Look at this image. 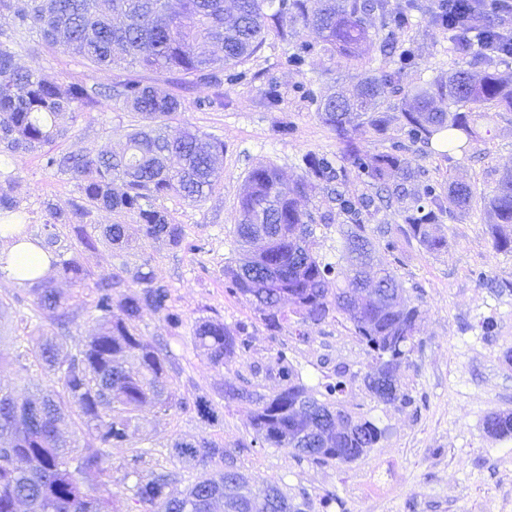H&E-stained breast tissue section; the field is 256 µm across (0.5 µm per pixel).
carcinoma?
<instances>
[{
  "instance_id": "carcinoma-1",
  "label": "carcinoma",
  "mask_w": 512,
  "mask_h": 512,
  "mask_svg": "<svg viewBox=\"0 0 512 512\" xmlns=\"http://www.w3.org/2000/svg\"><path fill=\"white\" fill-rule=\"evenodd\" d=\"M467 8L450 3L433 18L442 33L455 29L454 13ZM10 13L13 33L0 40V153L37 152L44 167L70 176L76 196L65 209L48 202L50 219L37 244L50 258L49 273L25 281L31 300L16 299V328L32 330L11 353L26 372L37 369L53 376L36 398L0 386V512H110L112 462L107 449L141 432L140 412L153 405L163 411L193 405L200 417L213 420L215 411L203 396L193 402L170 390L171 352L149 343L139 329L146 310L160 315L173 331L183 326L168 286L148 270L149 259L94 277L87 259L102 243L120 252L134 249L125 218L140 226L145 241H161L175 249H199L183 225L155 207L154 201L174 194L200 202L218 181L217 162L224 155L219 138L187 126L170 125L181 108L180 98L166 84L221 87L224 80L253 57L268 36L296 39L311 29L321 51L331 60L361 67L372 42L369 20L401 30L412 24L406 12L387 13V0H0ZM33 45L46 52L61 50L79 57L94 70L112 72L110 82L89 88L82 82H53L17 63L18 53ZM315 46L299 42L288 64H307ZM399 61L366 69L350 91L317 101V111L343 144L342 156L309 153L303 174L284 189L282 172L267 164L246 176L238 201L239 218L232 230L235 254L224 266L225 292L243 298L270 331L320 324L342 315L371 357L365 388L384 404L409 405L401 392L399 371L415 349L417 307L404 302L402 283L389 269L375 264L376 253L399 248L390 231L372 237L363 216L393 202L406 227L398 231L430 254L448 249L441 229L445 214L464 213L471 206L470 187L444 189L422 179L414 146L430 148L435 140L450 151L467 152L480 138L474 105L512 110V79L502 75L489 55H473L448 75L407 90L400 87ZM402 94L401 112H388L390 97ZM139 116L126 130L121 153H63V140L77 118L101 105V99ZM399 121L404 138L391 139L388 151L371 158L356 142L367 133L385 135ZM379 187L375 194L344 196L336 185L350 175ZM21 179L0 169V217L19 211ZM336 195L348 223L339 229L338 259L319 255L317 225L307 208L314 192ZM106 210L118 220L98 230L94 217ZM493 247L512 252V171L503 174L493 193L484 197ZM70 240L71 256L60 252ZM0 240L20 245L32 240L29 231L0 224ZM88 290L97 313L99 332L82 343L66 335L48 337L42 327L65 329L75 320L70 297L57 282ZM249 326L203 319L193 330L195 346L216 367L229 365L250 350ZM281 382L272 396L258 395L234 383L224 399L256 404L254 439L270 448H288L315 463L352 462L384 437L367 416L348 410L341 396L356 374L340 366L314 386L277 351ZM68 424L74 437L63 435ZM486 431L512 437V412L485 421ZM88 437L84 443L80 438ZM173 453L190 467L234 462L233 452L201 438L174 444ZM20 457L25 465L14 464ZM131 487L142 512H302L277 485L263 496L253 493L250 479L224 482V468L209 478L178 488L169 474L138 475Z\"/></svg>"
}]
</instances>
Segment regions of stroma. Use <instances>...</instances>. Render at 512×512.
I'll list each match as a JSON object with an SVG mask.
<instances>
[{
    "instance_id": "obj_1",
    "label": "stroma",
    "mask_w": 512,
    "mask_h": 512,
    "mask_svg": "<svg viewBox=\"0 0 512 512\" xmlns=\"http://www.w3.org/2000/svg\"><path fill=\"white\" fill-rule=\"evenodd\" d=\"M411 1L416 4L414 24L396 33L394 45L395 50L412 51L401 72L405 86L447 73L458 59L431 23L437 0H387V10L397 12ZM286 56L284 42L268 39L243 65V78L225 82L223 104L213 103L215 90L207 86L184 95L176 125L195 126L224 142L221 178L206 200L191 203L170 195L158 202L184 225L197 251L156 243L119 258L104 245L89 260L93 271L104 275L120 262L138 264L143 255H150V269L157 281L169 286L184 325L179 335H171L164 319L147 311L140 330L175 355L177 368L170 374V387L176 395L190 400L205 396L219 415L218 422L211 424L191 408L166 412L144 408L141 417L148 440L135 437L109 451L115 493L112 512H140L130 491L132 482L125 477L136 452L145 454L143 475L169 471L182 479L205 477V469L186 470L170 454L175 439L199 436L235 450L236 465L252 477L254 491L278 485L304 504L305 512H320V500L328 493L340 502L334 512H512V438L490 436L484 428L489 415L512 411V364L503 359L504 351L512 348V252L494 249L479 200L480 194L491 193L505 171L512 170V111L488 110L491 132L466 156L444 157L438 146L419 154L427 179L444 186L465 183L477 198L466 213L445 218L447 252L430 254L404 241L397 252L380 256L421 314L418 346L401 371L412 405L379 404L358 382L344 397L348 409L371 412L385 428L376 448L351 463L318 465L290 450L253 443L254 403L224 400V386L231 381L266 395L278 391L275 356L282 348L310 385L334 367L363 373L370 362L343 317L304 326L300 337L287 329L272 333L256 320L248 303L224 291L237 201L248 172L270 162L292 178L299 174L306 153L341 151L314 101L355 83L359 70L339 69L318 59L299 71L288 65ZM19 62L59 81L105 84L110 80L108 72L85 68L66 53H23ZM272 86L279 93L274 105L265 98ZM134 120V113L98 107L81 116L57 148L75 153L119 150L124 143L121 130ZM0 167L23 180L21 209L31 233H40L46 222V203L64 208L75 194L69 177L45 170L37 154H0ZM204 318L248 323L250 351L227 367L212 365L193 340V328Z\"/></svg>"
}]
</instances>
